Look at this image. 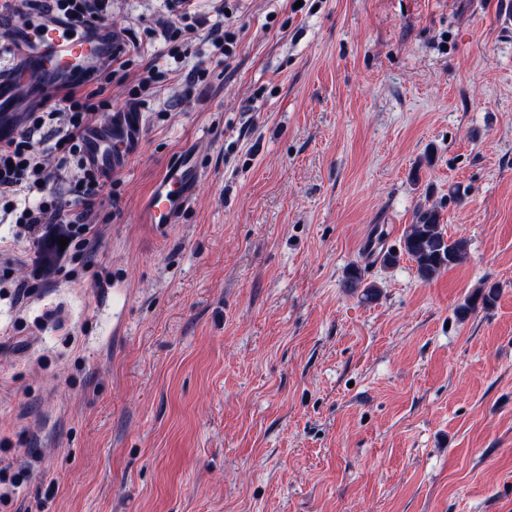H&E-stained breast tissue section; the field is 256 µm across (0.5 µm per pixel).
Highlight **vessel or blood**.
<instances>
[{"instance_id":"1","label":"vessel or blood","mask_w":512,"mask_h":512,"mask_svg":"<svg viewBox=\"0 0 512 512\" xmlns=\"http://www.w3.org/2000/svg\"><path fill=\"white\" fill-rule=\"evenodd\" d=\"M6 27L18 47V61L0 69V137L19 133L29 108L81 82L117 48L107 27H69L25 7L11 15ZM142 133L140 111L126 108L110 123L87 133L84 159L103 176H111L133 152ZM200 178L194 154H184L167 166L142 204L144 223H175Z\"/></svg>"}]
</instances>
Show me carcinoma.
<instances>
[{
    "label": "carcinoma",
    "mask_w": 512,
    "mask_h": 512,
    "mask_svg": "<svg viewBox=\"0 0 512 512\" xmlns=\"http://www.w3.org/2000/svg\"><path fill=\"white\" fill-rule=\"evenodd\" d=\"M465 255L466 243L447 238L437 213L432 209H420L416 213L415 223L405 230L401 252L383 255V262L388 266L395 265L405 256L415 263L418 277L427 282L441 270L460 264ZM497 295V288L493 285L476 289L460 307L461 315L478 307L489 308L496 301Z\"/></svg>",
    "instance_id": "obj_1"
}]
</instances>
